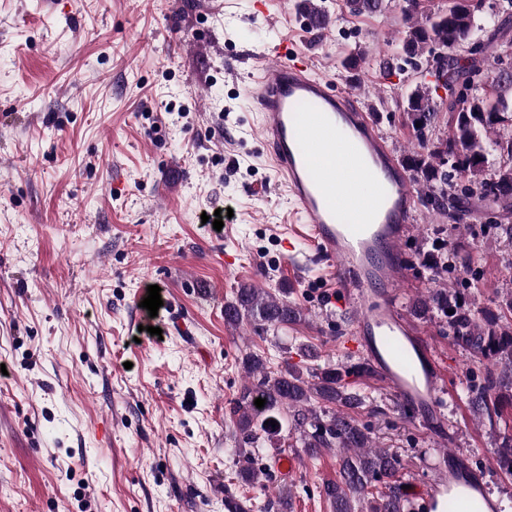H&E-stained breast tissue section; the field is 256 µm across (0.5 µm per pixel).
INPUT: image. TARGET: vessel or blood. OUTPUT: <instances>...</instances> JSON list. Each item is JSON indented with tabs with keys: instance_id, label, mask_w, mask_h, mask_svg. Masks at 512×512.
I'll return each mask as SVG.
<instances>
[{
	"instance_id": "b4317fda",
	"label": "vessel or blood",
	"mask_w": 512,
	"mask_h": 512,
	"mask_svg": "<svg viewBox=\"0 0 512 512\" xmlns=\"http://www.w3.org/2000/svg\"><path fill=\"white\" fill-rule=\"evenodd\" d=\"M274 57L251 91L259 135L297 205L303 238L333 266L332 301L353 314L343 347L363 356L400 403L436 419L441 369L397 307L413 183L356 96L313 74L293 43H280ZM481 483L466 458L443 450L417 508L493 512L476 491Z\"/></svg>"
}]
</instances>
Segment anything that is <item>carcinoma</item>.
<instances>
[{"label":"carcinoma","mask_w":512,"mask_h":512,"mask_svg":"<svg viewBox=\"0 0 512 512\" xmlns=\"http://www.w3.org/2000/svg\"><path fill=\"white\" fill-rule=\"evenodd\" d=\"M429 0H404V30L401 54L392 58L405 64L424 55L442 68L443 85L418 83L407 96L404 111L416 128L418 148L410 151L405 163L418 182L422 205L460 224L465 216L462 204L477 200L512 215V59L484 54L483 42H492L506 32L512 19V0H504L498 13L486 15L484 0H448L438 8ZM352 15L373 14L386 8L385 0H343ZM463 48L470 57L448 55ZM444 89L445 96L433 93ZM448 113V135L431 137L438 115ZM498 157V166L486 172L489 156ZM456 176L453 194H448V178ZM421 263L448 275L470 262V256L453 248L435 247L420 256ZM415 315L435 319L459 346L469 350L483 368L481 376L462 386L459 398L474 413L495 423L501 405L512 402V291L499 311H482L465 294L454 288H434L412 303ZM224 320L231 324L249 321L276 331L304 320L302 308L287 289L274 294L253 284H243L224 306ZM267 357L249 352L242 360L245 383L229 402L234 447L228 449L233 470L229 482L254 485L273 480L263 463L266 445L272 437L286 432L294 447L311 460L325 450L337 451L339 480L323 486L333 512H410L401 486L405 461L396 452L377 446L370 428L359 423L350 411L367 409L382 413L372 405L373 397L353 390L344 376L371 371L365 365L340 368L302 367L285 362V368L271 370ZM264 407L254 405L256 398ZM277 422L271 426L269 421ZM497 461L512 475V435L504 437ZM288 486L281 485L261 512H292Z\"/></svg>","instance_id":"cac0c4a2"}]
</instances>
